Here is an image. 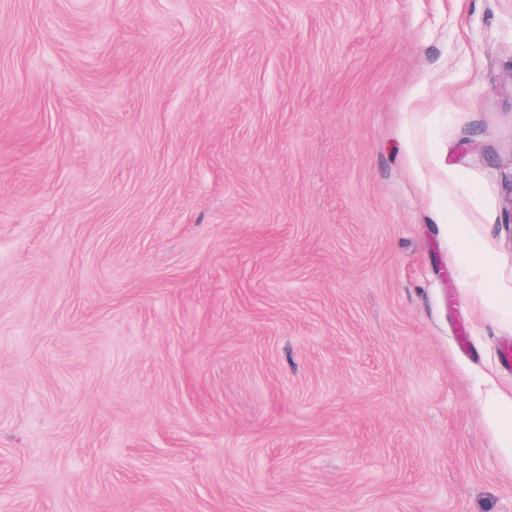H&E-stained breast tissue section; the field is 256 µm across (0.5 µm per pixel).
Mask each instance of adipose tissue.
Returning a JSON list of instances; mask_svg holds the SVG:
<instances>
[{
  "instance_id": "adipose-tissue-1",
  "label": "adipose tissue",
  "mask_w": 512,
  "mask_h": 512,
  "mask_svg": "<svg viewBox=\"0 0 512 512\" xmlns=\"http://www.w3.org/2000/svg\"><path fill=\"white\" fill-rule=\"evenodd\" d=\"M431 208L442 226V233L452 245L459 267L468 274L478 275L482 283L476 299L480 305L492 304L512 317V290L495 287L497 266L491 246L477 239L470 230L465 211L453 200L442 198L440 191L431 194Z\"/></svg>"
}]
</instances>
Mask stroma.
<instances>
[{
  "label": "stroma",
  "mask_w": 512,
  "mask_h": 512,
  "mask_svg": "<svg viewBox=\"0 0 512 512\" xmlns=\"http://www.w3.org/2000/svg\"><path fill=\"white\" fill-rule=\"evenodd\" d=\"M512 0H0V512H512ZM431 208L442 224V234L452 245L459 267L468 274L480 277L481 287L477 288L476 300L480 306L494 304L512 318V290L510 288H485L497 279V266L491 246L477 239L470 230L468 214L458 208L452 197L442 198L438 187H433ZM486 420L498 431L499 452L512 467V398L498 395Z\"/></svg>",
  "instance_id": "1"
}]
</instances>
